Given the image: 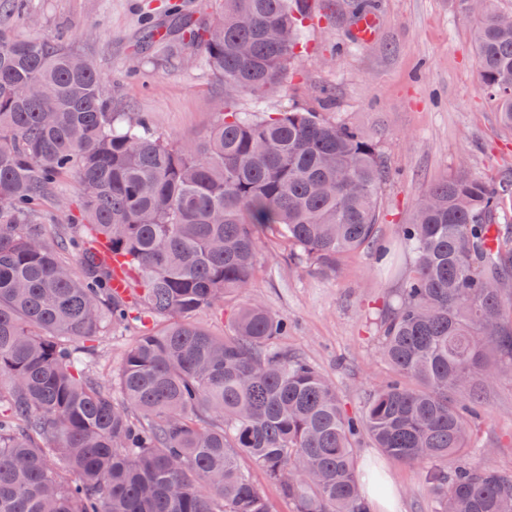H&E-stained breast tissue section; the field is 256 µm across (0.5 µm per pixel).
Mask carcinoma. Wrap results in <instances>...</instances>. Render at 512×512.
I'll return each mask as SVG.
<instances>
[{
  "mask_svg": "<svg viewBox=\"0 0 512 512\" xmlns=\"http://www.w3.org/2000/svg\"><path fill=\"white\" fill-rule=\"evenodd\" d=\"M463 5L482 86L512 129V24L495 0ZM309 2L224 0L203 29L224 110L190 146L112 111L73 46L0 23V512H371L356 439L424 465L438 512H512V477L452 461L472 447L487 382L512 375V176L432 185L403 229L414 263L381 318L394 377L358 414L299 354L288 319L242 302L231 331L194 319L251 287L258 229L288 259L334 271L374 247L389 172L375 145L318 112H267L288 89ZM247 93L255 109L240 112ZM82 223L51 234L38 209L65 176ZM122 258L129 296L101 250ZM76 252L70 262L64 254ZM139 328L111 380L78 343ZM247 460L250 466L241 464Z\"/></svg>",
  "mask_w": 512,
  "mask_h": 512,
  "instance_id": "1",
  "label": "carcinoma"
}]
</instances>
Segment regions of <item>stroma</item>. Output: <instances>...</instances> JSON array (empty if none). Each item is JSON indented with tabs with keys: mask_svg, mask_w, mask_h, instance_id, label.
Returning a JSON list of instances; mask_svg holds the SVG:
<instances>
[{
	"mask_svg": "<svg viewBox=\"0 0 512 512\" xmlns=\"http://www.w3.org/2000/svg\"><path fill=\"white\" fill-rule=\"evenodd\" d=\"M219 0H24L10 24L22 35H49L94 62L116 112L145 115L156 134L193 143L224 106V85L205 67L183 68L199 45L178 33L148 42V25L210 21ZM376 40L350 37L349 0H325L305 33L288 87L270 93V112L306 109L356 128L372 140L390 177L381 187L380 244L399 248V230L436 181L466 169L495 181L512 173V131L481 84L471 41L473 18L461 0H374ZM81 202L64 178L44 202L51 223L66 226ZM258 272L248 288L291 328L282 344L336 385L344 407L360 411L369 391L390 374L380 351V319L398 300L399 281L374 253L359 252L335 271L288 259V248L260 232ZM478 448L462 459L512 476V377L494 385L490 407L475 421ZM360 470L377 468L395 491L393 512H436L418 464L384 456L370 440L357 450Z\"/></svg>",
	"mask_w": 512,
	"mask_h": 512,
	"instance_id": "1",
	"label": "stroma"
}]
</instances>
